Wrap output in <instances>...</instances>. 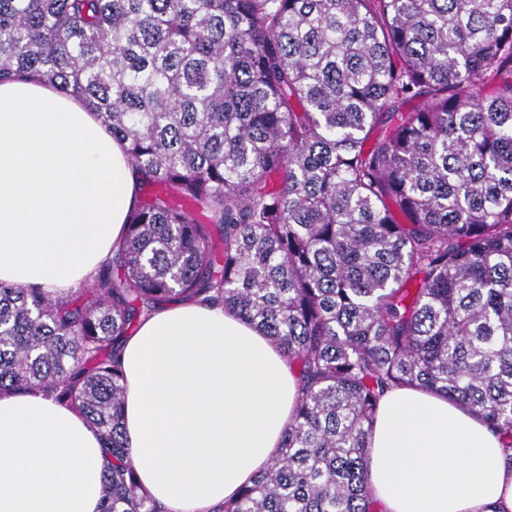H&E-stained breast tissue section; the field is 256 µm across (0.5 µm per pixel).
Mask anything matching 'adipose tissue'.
Instances as JSON below:
<instances>
[{"label": "adipose tissue", "mask_w": 512, "mask_h": 512, "mask_svg": "<svg viewBox=\"0 0 512 512\" xmlns=\"http://www.w3.org/2000/svg\"><path fill=\"white\" fill-rule=\"evenodd\" d=\"M140 196L128 144L70 92L0 81V283L90 286ZM123 428L165 512H208L277 454L298 398L283 355L254 326L200 302L157 309L128 336ZM107 458L78 411L39 392L0 396V512H99ZM383 512H512L499 436L448 398H382L368 456Z\"/></svg>", "instance_id": "1"}]
</instances>
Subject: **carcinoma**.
<instances>
[{
	"instance_id": "cac0c4a2",
	"label": "carcinoma",
	"mask_w": 512,
	"mask_h": 512,
	"mask_svg": "<svg viewBox=\"0 0 512 512\" xmlns=\"http://www.w3.org/2000/svg\"><path fill=\"white\" fill-rule=\"evenodd\" d=\"M22 75L84 99L149 189L91 287L0 284V393L86 416L100 512H164L119 354L171 302L234 311L301 382L279 453L211 512H377L395 387L512 460V0H0V80Z\"/></svg>"
}]
</instances>
